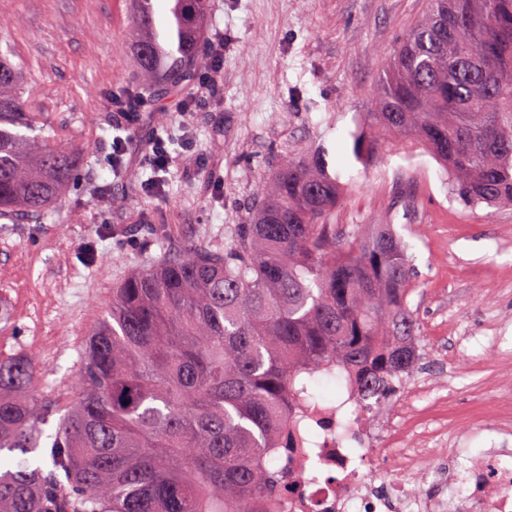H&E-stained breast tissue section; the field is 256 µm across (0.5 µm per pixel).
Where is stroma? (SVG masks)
I'll return each mask as SVG.
<instances>
[{
	"label": "stroma",
	"mask_w": 512,
	"mask_h": 512,
	"mask_svg": "<svg viewBox=\"0 0 512 512\" xmlns=\"http://www.w3.org/2000/svg\"><path fill=\"white\" fill-rule=\"evenodd\" d=\"M206 43H223L206 105L160 111L127 53V0H0V53L23 66L37 132L76 151L70 187L43 216L0 219V351L34 360V391L75 394L79 349L130 269L167 252L141 220L156 212L182 240L223 246L249 223L257 187L292 152L342 157L338 224H392L417 271L410 296L421 327L415 375L432 382L438 418L470 453L512 448L470 416L512 408V206L472 209L452 197L422 150L357 161L352 132L374 111L378 79L427 0H208ZM144 94L136 123L113 93ZM172 161L160 191L141 163L155 135Z\"/></svg>",
	"instance_id": "1"
}]
</instances>
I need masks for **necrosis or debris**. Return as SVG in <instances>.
Masks as SVG:
<instances>
[{
    "instance_id": "necrosis-or-debris-1",
    "label": "necrosis or debris",
    "mask_w": 512,
    "mask_h": 512,
    "mask_svg": "<svg viewBox=\"0 0 512 512\" xmlns=\"http://www.w3.org/2000/svg\"><path fill=\"white\" fill-rule=\"evenodd\" d=\"M357 409L353 401L324 403L308 450L318 478L296 473V488L278 512H512V450L491 449L476 463L462 438L448 451L452 468L446 471L422 444L398 440L379 447L375 427ZM374 459L383 462L382 473L370 469ZM452 474L459 482L453 494ZM420 478L434 485L433 494L413 492Z\"/></svg>"
}]
</instances>
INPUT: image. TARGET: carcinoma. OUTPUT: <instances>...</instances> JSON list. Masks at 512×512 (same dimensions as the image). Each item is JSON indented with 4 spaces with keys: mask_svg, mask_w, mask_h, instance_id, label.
I'll list each match as a JSON object with an SVG mask.
<instances>
[{
    "mask_svg": "<svg viewBox=\"0 0 512 512\" xmlns=\"http://www.w3.org/2000/svg\"><path fill=\"white\" fill-rule=\"evenodd\" d=\"M127 48L160 110L200 62L207 0H129ZM380 79L371 135L427 150L470 208L512 203V0H429ZM21 65L0 56V218L38 216L76 171L34 134ZM343 185L319 154L285 156L224 248L183 244L134 269L89 330L65 412L0 352V512H271L314 409L316 376L378 412L420 360L412 259L392 224H334ZM59 415L54 432L51 418Z\"/></svg>",
    "mask_w": 512,
    "mask_h": 512,
    "instance_id": "1",
    "label": "carcinoma"
}]
</instances>
